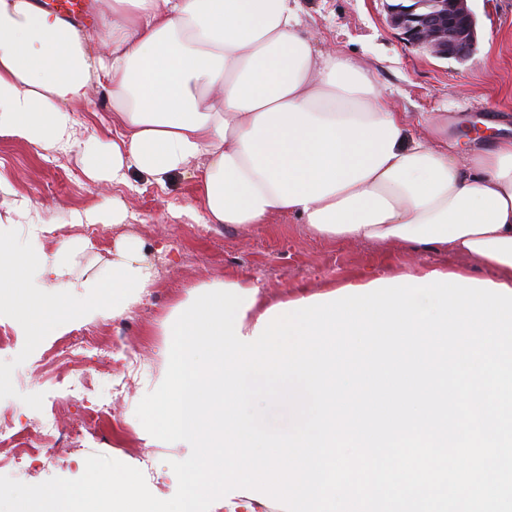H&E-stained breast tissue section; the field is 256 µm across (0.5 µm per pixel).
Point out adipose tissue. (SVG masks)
I'll list each match as a JSON object with an SVG mask.
<instances>
[{
  "instance_id": "ef3b65f1",
  "label": "adipose tissue",
  "mask_w": 512,
  "mask_h": 512,
  "mask_svg": "<svg viewBox=\"0 0 512 512\" xmlns=\"http://www.w3.org/2000/svg\"><path fill=\"white\" fill-rule=\"evenodd\" d=\"M95 28L107 53L34 0H0V135L81 147L95 181L196 172L200 194L181 212L198 224L284 215L327 241L470 256L512 290L511 114L492 115L500 137L466 150L414 136L365 67L314 47L297 0H112ZM94 84L124 129L106 147L76 136L73 106ZM49 231L26 199L0 216V295L32 333L118 317L150 297L157 272L141 240H121L82 278L70 252H44ZM50 286L70 304L33 301Z\"/></svg>"
}]
</instances>
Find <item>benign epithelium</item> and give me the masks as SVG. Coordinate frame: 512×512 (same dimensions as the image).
Segmentation results:
<instances>
[{"mask_svg": "<svg viewBox=\"0 0 512 512\" xmlns=\"http://www.w3.org/2000/svg\"><path fill=\"white\" fill-rule=\"evenodd\" d=\"M385 2L387 21L403 42L439 59L468 60L478 40L477 19L469 0Z\"/></svg>", "mask_w": 512, "mask_h": 512, "instance_id": "7a95c632", "label": "benign epithelium"}]
</instances>
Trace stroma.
Masks as SVG:
<instances>
[{
  "instance_id": "1",
  "label": "stroma",
  "mask_w": 512,
  "mask_h": 512,
  "mask_svg": "<svg viewBox=\"0 0 512 512\" xmlns=\"http://www.w3.org/2000/svg\"><path fill=\"white\" fill-rule=\"evenodd\" d=\"M298 4L315 47L343 52L365 66L393 110L408 114L416 133H424L433 123L466 148L474 137L496 136V129L479 125L487 107L512 113V0H471L478 44L462 63L403 44L387 24L382 0H298ZM88 98L74 114L78 137L111 143L119 128L112 123L106 90L91 86ZM0 178L12 187L11 193L0 196V213L26 197L55 224L46 241L47 252L71 244L73 237L88 236L89 249L73 255L75 274L97 273L102 259L110 257L117 240L128 233L139 236L146 248L165 247L167 257L148 303L115 319L70 327V334L102 336L112 347L104 360L90 358V365L99 366L101 373L82 402L67 400L53 385L55 379L69 377L68 365H55L48 374L31 368L56 341V334L32 335L18 327L12 312H0V328L12 338L10 346L0 351V373L9 378L0 386V404L11 406L16 429L28 432L32 419L52 403L60 435H68L81 423L90 431L78 450L59 464L24 456L0 465L1 475L26 484L78 478L86 458L102 454L139 469L154 496L176 493L178 482L170 464L185 460L190 451L153 445L142 436L135 410L164 379L163 351L170 339L163 336L161 323L183 312L184 288L227 278L256 279L267 296L278 301L299 288L321 293L423 266L478 279L491 274L480 260L427 253L406 244L329 243L288 217L275 216L269 223L248 228L197 224L176 215L177 207L199 195L192 177L176 174L160 184L134 172L124 184L96 182L85 173L77 151H44L12 136H0ZM115 203L126 211L124 224H100L90 234L72 222L78 211L108 209ZM95 404L110 406V414L87 418L88 407Z\"/></svg>"
}]
</instances>
